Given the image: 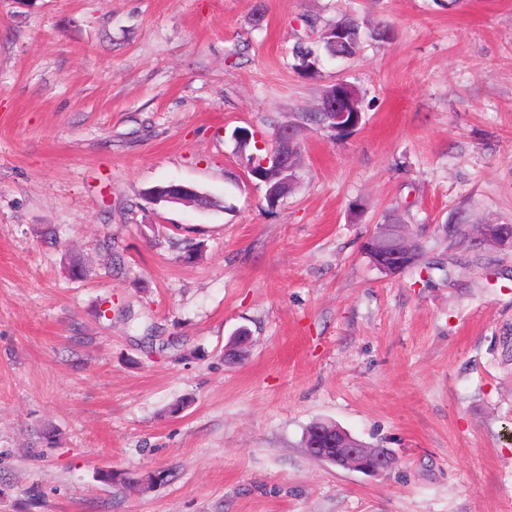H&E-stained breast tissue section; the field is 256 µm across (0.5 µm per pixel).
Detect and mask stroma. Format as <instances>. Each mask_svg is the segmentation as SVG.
<instances>
[{"instance_id": "stroma-1", "label": "stroma", "mask_w": 512, "mask_h": 512, "mask_svg": "<svg viewBox=\"0 0 512 512\" xmlns=\"http://www.w3.org/2000/svg\"><path fill=\"white\" fill-rule=\"evenodd\" d=\"M346 15L355 54L298 74ZM340 80L342 138L309 119ZM285 125L271 208L232 132ZM393 219L426 270L369 262ZM460 222L512 224V0H0V512H512V249ZM316 421L395 467L310 457ZM295 64L294 69L301 75L306 76L314 71L316 62V49L308 44L300 42L293 50ZM339 88L340 89L337 91L338 86H337V84H334L325 90L324 95H323L324 97L328 93L334 91V93L329 95L325 100V106H324L325 110L329 111V112L339 111L338 113H340V117H344V118L347 117L348 114L351 112V113H353L352 116L355 119L357 117L356 113L361 112L363 115L362 118L364 120L365 117H364V112H363V109L361 106V102L359 103L357 101V110L356 111L347 112L349 108H353V106H354V100H355L356 94H355V91L352 89V87L349 86L348 84H346V82H345V83H340ZM335 90L337 92H335ZM276 138L279 141V146L273 148L274 161L276 168L281 173L293 172L295 167L294 154L288 150V147L293 144V152L300 153V145L296 141V131L291 126H285L278 129ZM151 196L156 203L167 202L168 205L181 203H193L200 208L205 207L204 196L195 188L182 184L169 183L162 191H151Z\"/></svg>"}]
</instances>
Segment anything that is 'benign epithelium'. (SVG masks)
I'll return each mask as SVG.
<instances>
[{
	"label": "benign epithelium",
	"mask_w": 512,
	"mask_h": 512,
	"mask_svg": "<svg viewBox=\"0 0 512 512\" xmlns=\"http://www.w3.org/2000/svg\"><path fill=\"white\" fill-rule=\"evenodd\" d=\"M355 91L346 83L339 84V90L325 100V110L339 112L347 117L348 109L354 106ZM276 138L279 145L274 147V161L281 173L294 170V154L288 147L296 141V131L291 126L278 129ZM153 200L163 201L170 205L192 203L200 208L205 207L204 196L195 188L182 184L171 183L160 191H151ZM395 226L385 224L366 242V250L371 254L372 265L383 273L396 275L410 256L406 241L394 236ZM483 244L499 248L512 247V226L499 228L487 227L480 229ZM336 439H331L319 431L306 439L308 454L320 460H332L338 467L361 471L369 474H381L390 471L395 465L394 456L386 449L371 448L344 433V429L334 426Z\"/></svg>",
	"instance_id": "1"
}]
</instances>
